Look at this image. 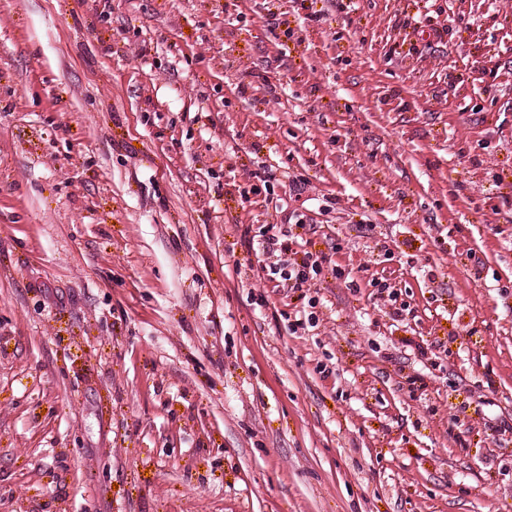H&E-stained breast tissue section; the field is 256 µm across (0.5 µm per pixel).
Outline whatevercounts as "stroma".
<instances>
[{
	"label": "stroma",
	"mask_w": 512,
	"mask_h": 512,
	"mask_svg": "<svg viewBox=\"0 0 512 512\" xmlns=\"http://www.w3.org/2000/svg\"><path fill=\"white\" fill-rule=\"evenodd\" d=\"M503 421L512 0H0V512H512ZM290 226L292 224H272L265 230L259 231V236L263 238V250L268 253L279 252L281 254L292 251L290 245L297 242L293 240ZM273 230L275 232L270 233ZM323 257L313 254L312 252H305V257L301 264H289L288 271L285 267L270 266L269 272L271 275L280 274L284 280L293 281L292 288H304L306 285L317 278L322 272Z\"/></svg>",
	"instance_id": "35a3bbf8"
}]
</instances>
